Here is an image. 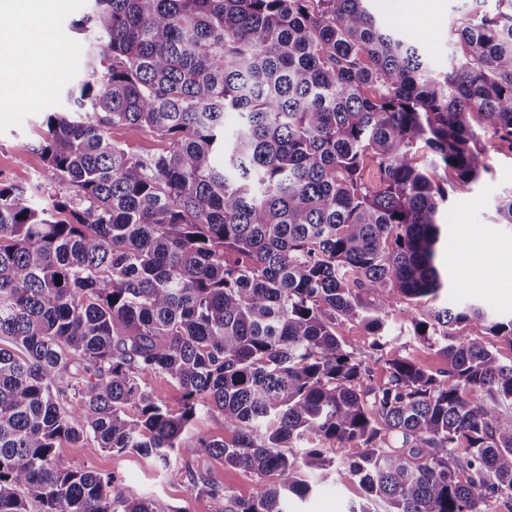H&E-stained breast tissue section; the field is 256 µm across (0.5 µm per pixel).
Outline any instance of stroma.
Wrapping results in <instances>:
<instances>
[{
	"mask_svg": "<svg viewBox=\"0 0 512 512\" xmlns=\"http://www.w3.org/2000/svg\"><path fill=\"white\" fill-rule=\"evenodd\" d=\"M92 0H55L45 16L31 17L34 27L42 29L47 41L59 48L48 70H30L24 86L0 91V181L31 189L45 168L39 149L50 112L68 113L70 120H91V110H79L67 102L64 92L76 84L87 70V49L95 35L73 28V21L89 12ZM377 17L396 26L412 44L427 52L432 65L447 66L453 51L448 42L452 28L472 10L495 13L496 0H439L435 10L412 13L396 7V0H371ZM108 138L129 154L154 156L167 151L168 142L151 132H133L124 126L107 129ZM485 146L488 173L467 188L456 189L448 197L441 214L448 226V243L442 249L448 263V297L459 304L485 307L493 315L512 316V254L496 258H475L476 247L489 248L498 242L512 244V225L497 221L495 204L512 192V155L491 149L490 136L480 138ZM60 462L72 468L92 465L112 475L117 486L131 496L155 501L158 512H213L207 495L193 490L185 477L155 467L153 461L138 455L99 452L87 457L80 444L61 441L56 448ZM195 468L238 499H250L266 487L277 484L278 475L256 476L224 466L208 455L197 456ZM368 505L370 512H387L380 500L368 501L358 484L322 483L305 501H290L289 512H347L348 503Z\"/></svg>",
	"mask_w": 512,
	"mask_h": 512,
	"instance_id": "obj_1",
	"label": "stroma"
}]
</instances>
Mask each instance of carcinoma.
Wrapping results in <instances>:
<instances>
[{
  "label": "carcinoma",
  "mask_w": 512,
  "mask_h": 512,
  "mask_svg": "<svg viewBox=\"0 0 512 512\" xmlns=\"http://www.w3.org/2000/svg\"><path fill=\"white\" fill-rule=\"evenodd\" d=\"M94 2L77 26L107 65L66 96L96 120L46 116L40 195L0 182V512H158L60 463L61 439L183 473L215 512H288L331 474L387 512L512 502V362L455 330L512 344V317L431 306L439 212L487 172L471 119L512 153V0L469 15L446 70L367 0ZM110 125L169 149L132 156ZM403 300L448 370L399 356L373 386L336 325L381 359ZM215 410L227 437L192 433ZM314 439L362 452L335 467ZM203 453L280 483L235 499L192 469ZM336 333L349 351L362 354L370 350L369 345L373 338L361 324L357 322L338 324L336 326ZM456 331L458 335L479 337L490 343L502 362L509 363L512 359V347L510 344L500 337L486 334V331L479 326L465 323L457 326ZM143 383L154 392L156 398L169 404L171 407L176 406L178 391L171 381L165 380L160 376L146 375L143 377Z\"/></svg>",
  "instance_id": "obj_1"
}]
</instances>
